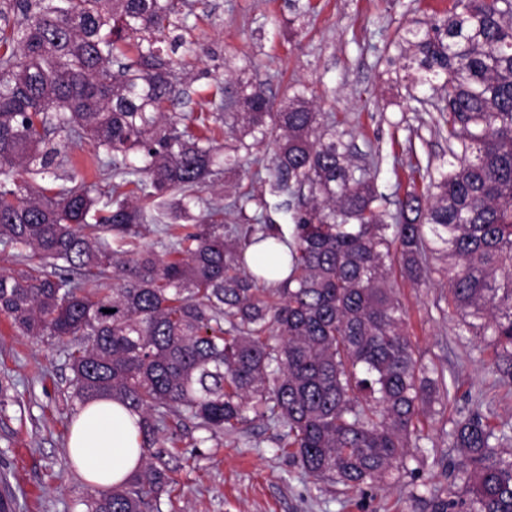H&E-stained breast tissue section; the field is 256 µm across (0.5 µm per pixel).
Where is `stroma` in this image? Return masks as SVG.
Returning <instances> with one entry per match:
<instances>
[{
    "label": "stroma",
    "mask_w": 512,
    "mask_h": 512,
    "mask_svg": "<svg viewBox=\"0 0 512 512\" xmlns=\"http://www.w3.org/2000/svg\"><path fill=\"white\" fill-rule=\"evenodd\" d=\"M454 0H186V40L174 56L181 82L179 112L215 111L216 82L235 91L236 79L264 83L281 98L305 85L321 112L336 115L355 165L366 169L382 197L384 216L397 213L408 191L425 192L430 172L449 162L444 114L432 91L407 89L393 59L396 42L415 21L442 15ZM68 158L61 175H76L106 196L110 172L90 165L91 147L60 138ZM262 194L279 224L292 221L287 193L269 183L224 172L200 192L202 205L224 211L243 228L233 203L247 190ZM415 356L443 376L446 389L423 417L430 439L410 449L404 468L378 486L353 492L307 476L280 450L277 430L254 419L233 432H211L188 415L169 414L164 459L173 482L160 512H431L433 495L457 483L461 455L447 431L451 421L481 409L491 425H512V390L495 386L487 338L468 332L446 302L447 279L434 264L421 284L394 272ZM68 346L51 336L21 334L0 316V495L13 512H86L92 490L67 456L72 400Z\"/></svg>",
    "instance_id": "obj_1"
}]
</instances>
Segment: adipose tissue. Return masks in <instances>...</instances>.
<instances>
[{
    "instance_id": "1",
    "label": "adipose tissue",
    "mask_w": 512,
    "mask_h": 512,
    "mask_svg": "<svg viewBox=\"0 0 512 512\" xmlns=\"http://www.w3.org/2000/svg\"><path fill=\"white\" fill-rule=\"evenodd\" d=\"M139 415L120 403L85 405L74 419L68 440L71 463L95 488L123 483L142 464Z\"/></svg>"
}]
</instances>
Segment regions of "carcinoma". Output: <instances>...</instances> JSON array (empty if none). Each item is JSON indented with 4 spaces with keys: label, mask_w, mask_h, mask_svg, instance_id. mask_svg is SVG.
I'll list each match as a JSON object with an SVG mask.
<instances>
[{
    "label": "carcinoma",
    "mask_w": 512,
    "mask_h": 512,
    "mask_svg": "<svg viewBox=\"0 0 512 512\" xmlns=\"http://www.w3.org/2000/svg\"><path fill=\"white\" fill-rule=\"evenodd\" d=\"M12 11L23 22L0 27V246L37 262L0 270V315L26 336L69 339L80 405L110 399L141 416L142 468L87 512H152L171 482L154 448L180 408L212 432L237 430L251 411L284 429L280 447L309 476L352 489L403 465L442 380L414 355L396 262L418 284L445 259L448 304L489 337L495 374L512 387V0H455L402 39L404 78L445 94L452 161L430 182L431 201L407 194L393 224L306 88L287 86L276 108L240 79L234 112L168 111L180 0H0L1 19ZM216 123L227 127L222 147ZM60 134L90 140L100 166V152L111 158L120 182L106 202L83 183H18V168L63 164ZM264 145L277 188L298 192L289 273L275 288L244 271L250 243L269 242L274 256L288 245L263 215L238 208L260 225L242 239L211 208L181 223L219 149L235 171L240 152ZM160 198L173 219L166 258L134 243ZM448 439L464 457L467 498L450 490L432 512H512V428L477 409Z\"/></svg>",
    "instance_id": "cac0c4a2"
}]
</instances>
